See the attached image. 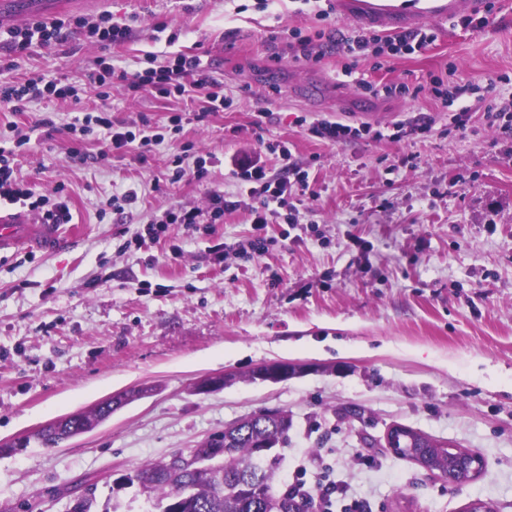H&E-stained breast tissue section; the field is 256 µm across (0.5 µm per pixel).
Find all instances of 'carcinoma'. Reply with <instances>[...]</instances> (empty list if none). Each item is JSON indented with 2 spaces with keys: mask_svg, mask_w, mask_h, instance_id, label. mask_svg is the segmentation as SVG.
Returning <instances> with one entry per match:
<instances>
[{
  "mask_svg": "<svg viewBox=\"0 0 512 512\" xmlns=\"http://www.w3.org/2000/svg\"><path fill=\"white\" fill-rule=\"evenodd\" d=\"M291 420L288 414L261 412L251 421L231 430L228 451L219 454L213 446L201 443L193 449L202 465L177 476L170 473L168 463H150L132 471L137 483L159 500L182 498V512H268L281 508L298 512L296 498L272 491L275 460L258 457L262 447L267 450L288 444Z\"/></svg>",
  "mask_w": 512,
  "mask_h": 512,
  "instance_id": "obj_1",
  "label": "carcinoma"
}]
</instances>
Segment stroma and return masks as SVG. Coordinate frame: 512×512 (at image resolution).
Here are the masks:
<instances>
[{
	"instance_id": "1",
	"label": "stroma",
	"mask_w": 512,
	"mask_h": 512,
	"mask_svg": "<svg viewBox=\"0 0 512 512\" xmlns=\"http://www.w3.org/2000/svg\"><path fill=\"white\" fill-rule=\"evenodd\" d=\"M58 17L108 13L127 27L104 48L85 36L35 49L0 79L29 72L67 77L80 104L31 103L0 110V132L53 114L20 152L17 169L35 194L63 187L76 240L46 255L0 254V440L29 436L19 453H0V512H70L92 487L96 512H161L157 496L114 481L147 463L189 452L226 424L263 410L293 426L273 487L313 482L326 466L339 491L335 512H467L481 500L512 512V137L489 128L484 103L470 98L465 131L455 107L428 92L373 97L343 73L345 58L281 53L272 32L348 33L339 11L317 16V0H59ZM487 26L469 33L436 22L424 53L359 61L378 82L405 74L495 82L512 97V0H492ZM198 55L224 84V111L197 118L187 99L121 87L101 104L91 85L103 58L134 73L148 55ZM107 106L134 130L150 121L163 142L97 160V134L75 139L74 109ZM270 112L263 128L253 124ZM180 126H173L174 116ZM427 115L424 137L391 141L393 126ZM327 119L368 125L362 137L332 143L306 125ZM288 143L311 192L290 201L301 225L256 230L252 200L240 193L232 160L261 159L282 171L269 144ZM81 146L85 160L71 158ZM208 158L204 177L170 180L171 162ZM135 192L124 212L112 197ZM236 202L220 220L219 200ZM199 211L195 225L149 231L164 212ZM266 252L222 259L257 237ZM301 365L295 377L251 379L259 365ZM223 388L198 392L206 376ZM137 399L94 429L56 448L34 434L63 415L131 389ZM394 425L480 452L482 473L454 487L397 456L384 443Z\"/></svg>"
}]
</instances>
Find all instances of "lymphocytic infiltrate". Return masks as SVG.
Wrapping results in <instances>:
<instances>
[{
	"label": "lymphocytic infiltrate",
	"mask_w": 512,
	"mask_h": 512,
	"mask_svg": "<svg viewBox=\"0 0 512 512\" xmlns=\"http://www.w3.org/2000/svg\"><path fill=\"white\" fill-rule=\"evenodd\" d=\"M84 30L87 37L102 46L120 45L127 37L126 28L112 24L109 16L102 15L95 20L84 18L52 20L32 19L24 26L6 30L0 38V48L9 58L6 69H14L19 57L28 54L33 48H48L64 41L74 30ZM437 39L431 28L394 31L387 35H366L352 32L333 38L325 30L300 37L297 42L288 43L290 52L307 58H320L329 50H337L348 60L344 68L345 76L355 79V85L364 93L373 96L406 95L410 91H422L421 83L412 77H404L390 83H375L361 76H355V61L362 58L382 56H403L425 52ZM147 68L128 73L114 65L97 66L92 78L97 87L99 100H108L112 88L117 84L127 85L134 91L145 90L163 98H198L203 105L201 114L223 111L227 103L223 83L205 75L206 66L201 57L179 55L164 61L151 56ZM78 88L66 78L52 77L44 73H33L13 82L0 83V106L14 112L25 111L28 104L37 100L61 101L78 100ZM103 128L107 136L98 152L100 159L111 158L112 154H125L130 145H138L141 151L151 150L160 140L153 134L150 125H143L138 131L114 125L107 112L83 111L74 115L68 125L69 132L87 135L95 129ZM31 140L30 133L19 131L13 137L0 136V198L12 203L26 202L28 210L42 223L67 224L71 214L66 200L49 202L46 197H34L32 191L18 181L15 175L16 158L22 148ZM284 169L281 175H270L261 165L245 164L240 168L239 179L247 185V193L255 202L251 209L252 222L264 227L270 218H282L285 223L296 225L300 222L299 212L289 206L288 196L293 190L304 191L309 187V174L300 166L292 164V153L283 143L275 144Z\"/></svg>",
	"instance_id": "1"
}]
</instances>
